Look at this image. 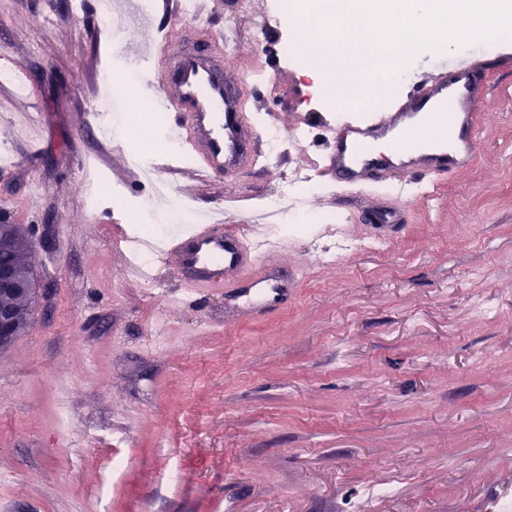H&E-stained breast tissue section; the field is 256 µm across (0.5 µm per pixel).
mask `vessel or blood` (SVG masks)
Returning <instances> with one entry per match:
<instances>
[{
	"instance_id": "b4317fda",
	"label": "vessel or blood",
	"mask_w": 512,
	"mask_h": 512,
	"mask_svg": "<svg viewBox=\"0 0 512 512\" xmlns=\"http://www.w3.org/2000/svg\"><path fill=\"white\" fill-rule=\"evenodd\" d=\"M133 25L140 28L154 63L144 93L149 97L160 96L164 111L171 115V132L198 158V174L210 177L227 170L254 167L256 156L249 144L256 132L243 121L248 101L238 89L235 67L224 61L221 38L201 28L195 38L208 44V51L174 49L166 42L155 43L141 20H134ZM478 105L468 70L440 64L437 72L429 75L405 101L371 113L364 124L348 126L346 133L336 135L335 148L326 162L317 167V175L339 187L360 190L375 200L399 194L408 182L462 171L473 158L470 132L479 122ZM429 106L434 109L435 120L448 121L451 128L457 129L452 148L446 152L407 149L396 165L398 182L379 188L370 170L356 165V157L373 141L389 134L419 133L415 119ZM258 236L259 228L255 225L248 233L229 238L222 225L202 224L192 236L171 237L165 253L172 257L189 284L207 280L213 265L220 263L226 271L253 280L259 287V300L265 301L270 297L264 284L271 269L266 254L257 248Z\"/></svg>"
}]
</instances>
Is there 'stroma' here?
<instances>
[{"label":"stroma","instance_id":"1","mask_svg":"<svg viewBox=\"0 0 512 512\" xmlns=\"http://www.w3.org/2000/svg\"><path fill=\"white\" fill-rule=\"evenodd\" d=\"M94 0H0V60L21 70L27 99L0 78V212L50 224L55 248L32 263L55 289L50 315L0 349V512H505L512 479V41L465 42L480 94L471 166L389 200L398 217L382 253L322 265L293 236L274 257L286 291L276 307L229 320L225 288L188 286L158 255L128 276L125 210H88L77 157L128 195L142 133L137 91L124 128L103 142L87 125L97 77L116 64ZM208 27L244 72L248 118L285 138L275 164L205 181L189 150L161 155L162 178L198 213L244 200L261 210L329 145L300 150L298 118L333 125L367 112L331 110L277 52L289 22L257 40L242 0H216ZM441 58V59H444ZM441 59H416L410 95ZM38 208H30L31 196ZM319 230L369 239L363 196L308 194Z\"/></svg>","mask_w":512,"mask_h":512}]
</instances>
